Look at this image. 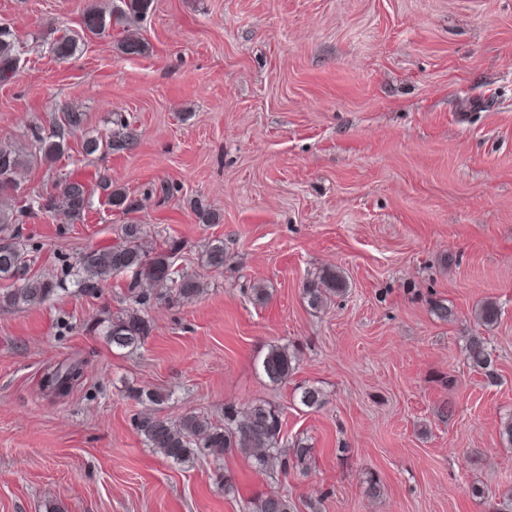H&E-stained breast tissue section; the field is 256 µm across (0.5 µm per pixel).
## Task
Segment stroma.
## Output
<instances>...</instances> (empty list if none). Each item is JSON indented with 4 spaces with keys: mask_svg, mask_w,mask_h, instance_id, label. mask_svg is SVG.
Listing matches in <instances>:
<instances>
[{
    "mask_svg": "<svg viewBox=\"0 0 512 512\" xmlns=\"http://www.w3.org/2000/svg\"><path fill=\"white\" fill-rule=\"evenodd\" d=\"M91 2L0 0L21 48L0 85V143L29 152L53 103L78 106L84 134L56 166L23 167V191L106 171L144 200L152 243L182 241L176 265L205 290L151 308L132 354L95 327L124 309L127 275L0 310V512H246L273 486L297 512H491L512 491L499 437L512 415V0H153L133 25L145 54L85 34L55 59L48 42L78 31ZM118 112L135 148L84 155ZM164 181L178 190L161 198ZM123 222L97 192L81 221L38 213L14 230L30 274L63 280ZM215 239L220 272L205 263ZM327 266L348 290L317 312L303 287ZM439 300L449 320L433 315ZM489 300L498 319L478 326ZM477 331L491 351L481 373L465 356ZM270 344L297 354L291 386L258 370ZM69 358L87 360L86 377L51 398L41 376ZM302 383L324 389L322 409L294 399ZM131 388L170 392L173 419L273 402L316 466L273 479L236 450L172 464L135 433ZM222 475L236 494L218 490Z\"/></svg>",
    "mask_w": 512,
    "mask_h": 512,
    "instance_id": "35a3bbf8",
    "label": "stroma"
}]
</instances>
